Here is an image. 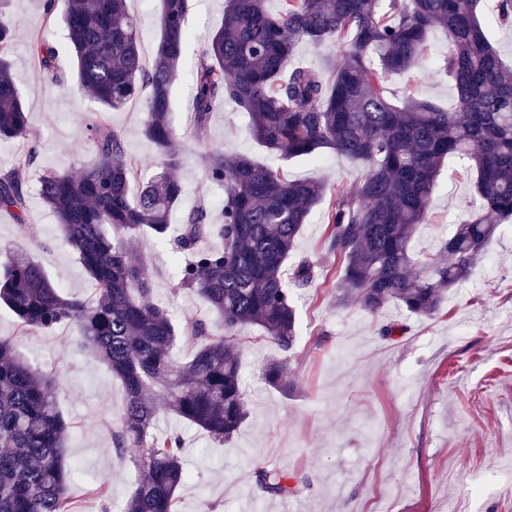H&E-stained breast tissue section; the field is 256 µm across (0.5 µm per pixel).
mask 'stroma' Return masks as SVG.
<instances>
[{"label": "stroma", "mask_w": 512, "mask_h": 512, "mask_svg": "<svg viewBox=\"0 0 512 512\" xmlns=\"http://www.w3.org/2000/svg\"><path fill=\"white\" fill-rule=\"evenodd\" d=\"M144 63H151L160 30V0H130ZM65 0H56L46 18L43 0H7L16 30L13 76L28 116V136L0 141V174L35 153L27 167V209L23 218L0 211V244L29 252L68 294L92 298L89 278L75 253L58 237L57 221L39 198L46 171L79 175L90 152L86 123L101 106L74 82L75 57L62 23ZM224 0H189L192 33L186 57L172 84L171 123L175 147L183 155L178 173L184 205L205 200L220 210L224 191L206 175L201 155L208 148L226 156L243 154L310 178L351 187L363 170L334 150L318 160L285 159L267 152L251 136L235 104L212 112L206 135L190 132L191 69L203 36L220 26ZM55 50L57 71L68 85L53 83L29 54L31 36ZM424 67L387 77L388 95L406 93L449 109L455 92L438 65L448 53L443 32L431 34ZM148 87L120 109L109 112L124 136L129 157L143 178L159 171L156 149L141 130ZM475 174L455 158L445 159L432 198L428 223L419 225L412 248L436 255L441 242L477 202ZM323 212L304 224L293 259L323 264L330 275L296 295L297 340L288 350L256 328L239 338L237 354L248 395L249 416L230 439L218 441L195 425L161 412L158 430L178 432L185 447L188 479L178 491L177 512H512V220L502 223L487 254L468 280L451 289L432 319L389 303L378 314L337 306L341 264L325 257ZM138 255L151 279L154 298L175 324L211 321L206 304L180 289L177 261L168 244L143 236ZM405 328L387 339L383 324ZM0 336L14 338L18 353L39 372L55 377L60 409L72 424L69 457L75 464L69 496L75 512H100L90 489L105 480L111 487L110 512H123L141 477L132 460L112 451V424L124 405V390L110 369L79 345L76 326L22 335L6 307H0ZM287 361L294 387L284 393L267 384L268 360ZM272 465L302 476L300 492L282 500L255 484V467Z\"/></svg>", "instance_id": "1"}]
</instances>
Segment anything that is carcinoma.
<instances>
[{
    "label": "carcinoma",
    "instance_id": "carcinoma-1",
    "mask_svg": "<svg viewBox=\"0 0 512 512\" xmlns=\"http://www.w3.org/2000/svg\"><path fill=\"white\" fill-rule=\"evenodd\" d=\"M128 0H67L64 24L77 61L76 82L103 110L118 109L141 86L150 87L142 131L156 147L162 172L138 180L122 133L99 115L87 124L93 145L79 176L48 172L39 196L57 220L95 290L92 301L65 294L30 255L0 253V304L25 333L62 324L78 327L82 346L107 365L125 391L112 427L116 457L129 450L143 474L123 512H177V491L188 473L182 440L156 432L152 398L161 387L167 410L214 439L230 438L248 414L235 353L237 337L258 327L285 349L296 330L294 296L320 276L308 258L286 266L303 225L327 204L323 251L342 262L336 300L377 313L395 302L421 318L436 316L448 291L468 279L499 225L512 219V69L479 20L482 0H225L222 25L193 68V134L203 136L211 113L231 101L248 114L250 132L283 157H315L330 148L361 166L360 181L326 197L317 181L220 149L204 156L207 177L224 187L221 220L199 203L182 211L177 235L171 215L182 201L180 153L169 120L171 86L191 34L188 0H161L160 38L153 63H143L138 24ZM448 38L443 71L456 103L386 95L384 81L426 60L430 34ZM338 42L342 63L324 73L294 62L298 45ZM14 29L0 10V138L26 136L28 118L12 75ZM44 71L55 50L30 41ZM453 156L476 173L479 208L442 240L439 255L412 251L416 228L427 222L440 167ZM33 156L0 175V210L23 213L24 172ZM144 234L168 240L183 257L179 287L214 311L223 332L201 320L177 330L154 301L136 253ZM420 267L423 273H414ZM191 341L177 364L178 338ZM265 381L293 387L286 363L272 361ZM55 379L18 356L14 339L0 336V512H71L67 454L72 426L54 396ZM255 484L286 498L301 481L275 466H259Z\"/></svg>",
    "mask_w": 512,
    "mask_h": 512
}]
</instances>
